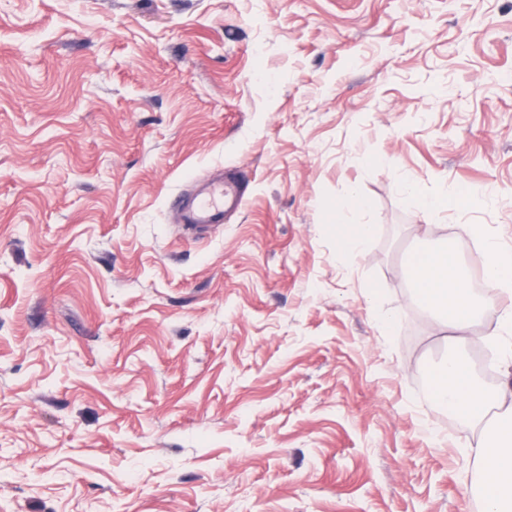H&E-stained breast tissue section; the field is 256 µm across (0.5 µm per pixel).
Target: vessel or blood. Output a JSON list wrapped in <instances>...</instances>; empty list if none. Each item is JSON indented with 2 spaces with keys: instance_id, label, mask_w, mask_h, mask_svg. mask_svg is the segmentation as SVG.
Returning a JSON list of instances; mask_svg holds the SVG:
<instances>
[{
  "instance_id": "1",
  "label": "vessel or blood",
  "mask_w": 512,
  "mask_h": 512,
  "mask_svg": "<svg viewBox=\"0 0 512 512\" xmlns=\"http://www.w3.org/2000/svg\"><path fill=\"white\" fill-rule=\"evenodd\" d=\"M245 200L246 176L237 170L206 182L192 199H176L175 205L186 229L200 230L223 224L229 215L242 209Z\"/></svg>"
}]
</instances>
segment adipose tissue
Wrapping results in <instances>:
<instances>
[{
	"label": "adipose tissue",
	"mask_w": 512,
	"mask_h": 512,
	"mask_svg": "<svg viewBox=\"0 0 512 512\" xmlns=\"http://www.w3.org/2000/svg\"><path fill=\"white\" fill-rule=\"evenodd\" d=\"M480 262L492 290L512 291L511 249L485 240ZM409 266L414 298L456 330H464L476 315L478 302L457 250L419 249L411 254ZM426 374L434 403L457 417L463 440L474 452L485 512H512V407L503 406L512 385L485 388L459 357L427 367Z\"/></svg>",
	"instance_id": "adipose-tissue-1"
}]
</instances>
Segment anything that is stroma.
<instances>
[{"mask_svg":"<svg viewBox=\"0 0 512 512\" xmlns=\"http://www.w3.org/2000/svg\"><path fill=\"white\" fill-rule=\"evenodd\" d=\"M507 71L512 0H0V512H477L408 262L512 248ZM246 200V176L243 171H230L220 179L206 182L190 200H175L187 230H200L224 224L225 219L240 211ZM336 241L344 252H353L370 237L373 225L370 224H343L340 217H336Z\"/></svg>","mask_w":512,"mask_h":512,"instance_id":"obj_1","label":"stroma"}]
</instances>
